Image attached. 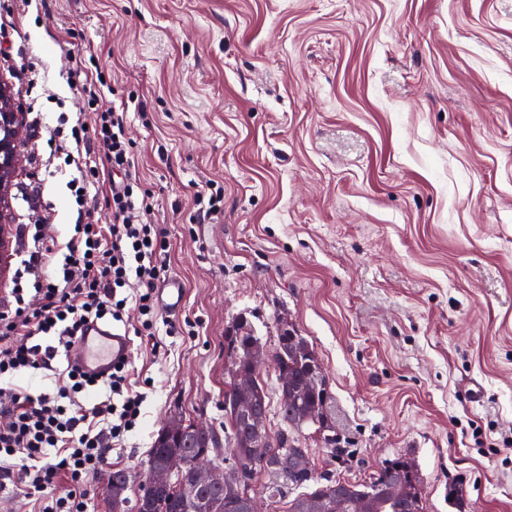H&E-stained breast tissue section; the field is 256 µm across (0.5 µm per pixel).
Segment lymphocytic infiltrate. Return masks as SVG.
<instances>
[{"instance_id":"obj_1","label":"lymphocytic infiltrate","mask_w":512,"mask_h":512,"mask_svg":"<svg viewBox=\"0 0 512 512\" xmlns=\"http://www.w3.org/2000/svg\"><path fill=\"white\" fill-rule=\"evenodd\" d=\"M51 142L65 152L79 177L69 183L77 219L67 242L43 229L21 230L10 305L0 310V484L32 495L37 512H88L90 477L108 465L114 447L135 430L147 398L124 362L105 380L73 366L54 372L91 319L133 324L135 336L154 339L161 313L155 288L168 270L164 231L148 216L153 195L135 173L133 144L119 110L98 113L92 128L75 120L53 127ZM98 147L120 173L110 189V221L87 207L100 171L87 163ZM38 296L31 305L28 294ZM50 377L40 389L16 383L18 375Z\"/></svg>"}]
</instances>
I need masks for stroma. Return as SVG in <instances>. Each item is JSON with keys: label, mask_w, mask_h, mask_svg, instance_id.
Instances as JSON below:
<instances>
[{"label": "stroma", "mask_w": 512, "mask_h": 512, "mask_svg": "<svg viewBox=\"0 0 512 512\" xmlns=\"http://www.w3.org/2000/svg\"><path fill=\"white\" fill-rule=\"evenodd\" d=\"M77 52L94 91L64 78ZM0 82L52 125L125 106L186 285L176 333L133 351L147 400L113 467L143 471L170 413L223 430L244 318L324 370L340 450L302 432L317 478L402 457L423 512H512V0H0ZM18 138L0 213L68 240L77 172ZM35 155L55 174L29 203Z\"/></svg>", "instance_id": "1"}]
</instances>
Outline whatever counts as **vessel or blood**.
Returning a JSON list of instances; mask_svg holds the SVG:
<instances>
[{"label": "vessel or blood", "mask_w": 512, "mask_h": 512, "mask_svg": "<svg viewBox=\"0 0 512 512\" xmlns=\"http://www.w3.org/2000/svg\"><path fill=\"white\" fill-rule=\"evenodd\" d=\"M185 288L179 278L172 277L157 290L161 308L168 313L179 310ZM132 341L128 332L94 320L88 322L78 344L70 351L68 360L82 373L94 379L107 378L115 364L129 360Z\"/></svg>", "instance_id": "b4317fda"}]
</instances>
